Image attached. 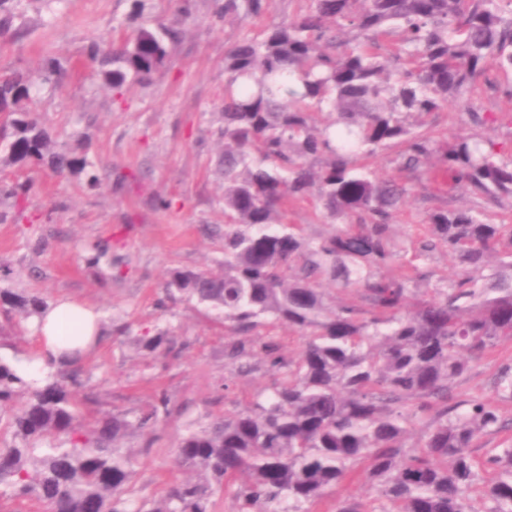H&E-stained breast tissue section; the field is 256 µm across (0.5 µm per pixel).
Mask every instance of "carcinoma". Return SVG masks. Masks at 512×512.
I'll list each match as a JSON object with an SVG mask.
<instances>
[{
    "label": "carcinoma",
    "mask_w": 512,
    "mask_h": 512,
    "mask_svg": "<svg viewBox=\"0 0 512 512\" xmlns=\"http://www.w3.org/2000/svg\"><path fill=\"white\" fill-rule=\"evenodd\" d=\"M286 24L238 39L224 54V270H174L167 291L224 312V357L239 376H276L240 410L190 428L174 449L193 477L156 499L136 497L138 452L123 445L170 413L161 392L129 416L93 409L86 375L67 358L43 381L0 358V512H312L361 480L367 509L338 497L328 512H512V445L473 456L507 427L479 395L455 400L472 360L512 341V225L475 207L438 206L425 232L396 237L405 197L435 198L448 179L494 204L512 203V154L489 138L433 135L427 118L456 105L490 67L512 71V0H304ZM267 0H224V19L259 17ZM181 32L141 27L94 44L104 83L118 94L171 61ZM0 76V163L82 174L95 162L57 144L30 112L31 87L59 78ZM394 146L398 175L367 160ZM35 183L0 178L17 206ZM316 198L337 225L311 239L288 208ZM447 250L457 270L431 282L426 261ZM398 264L395 274L386 272ZM327 280L344 297L326 296ZM46 309L36 295L0 289V312L21 335ZM283 325L305 338L285 356ZM140 354L171 352L165 331L132 337ZM494 388L512 398V364ZM481 485V500L472 495Z\"/></svg>",
    "instance_id": "obj_1"
}]
</instances>
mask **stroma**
I'll use <instances>...</instances> for the list:
<instances>
[{
	"instance_id": "35a3bbf8",
	"label": "stroma",
	"mask_w": 512,
	"mask_h": 512,
	"mask_svg": "<svg viewBox=\"0 0 512 512\" xmlns=\"http://www.w3.org/2000/svg\"><path fill=\"white\" fill-rule=\"evenodd\" d=\"M219 0H197L195 15L184 19L178 0H14L13 30L0 32V75L37 74L60 65L65 78L37 84L33 112L60 144L88 154L96 163L97 188L78 176L56 177L37 167H5L11 178H32L39 189L23 209L0 204V266L9 276L0 288L26 291L46 305L70 299L99 312L98 343L80 364L91 368L86 391L109 411L147 410L159 392L176 405L159 422L151 452L141 456L137 487L142 496H160L167 483L184 476L174 448L187 427L206 425L211 416L243 408L273 376L237 377L224 358V315L181 297H168L173 269L219 270L224 266V183L216 172L221 155L224 53L242 36L292 19L303 0H270L266 13L224 21L215 15ZM165 24L184 37L170 66L147 85H132L116 96L89 55L93 42H118L141 23ZM512 73L489 68L463 101L436 115L435 133L490 137L512 148V124L475 126L469 111L512 113L502 87ZM170 199V209L152 206L153 196ZM104 246L108 263L88 269L86 249ZM133 334L169 330L180 357L137 356L118 325ZM512 362V342L499 343L476 359L457 388L458 398L484 395L512 425V400L498 397L492 379Z\"/></svg>"
}]
</instances>
